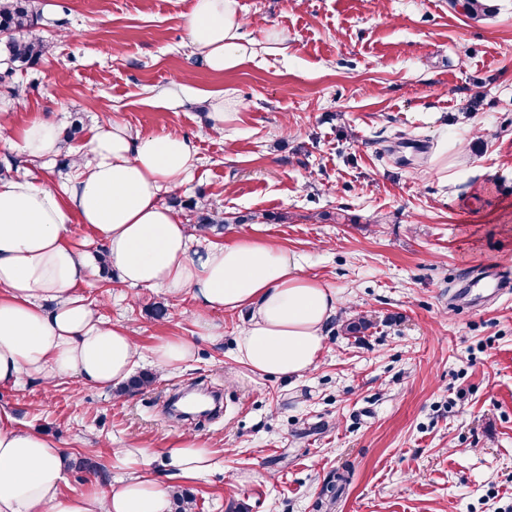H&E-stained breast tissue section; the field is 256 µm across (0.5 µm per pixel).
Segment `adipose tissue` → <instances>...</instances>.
Wrapping results in <instances>:
<instances>
[{"mask_svg":"<svg viewBox=\"0 0 512 512\" xmlns=\"http://www.w3.org/2000/svg\"><path fill=\"white\" fill-rule=\"evenodd\" d=\"M187 37L216 72L254 53L237 0H192ZM60 148L48 121L20 134L29 158ZM197 164L183 137L135 136L115 122L92 136L86 159L76 162L80 175L62 190L0 180V388L65 377L110 388L128 378L140 355L127 329L105 320L83 294L97 259L72 243L75 221L105 241L122 283L191 292L205 311L249 309L235 343L251 373L289 378L315 368L336 313L335 291L308 276L296 254L267 241L244 237L191 254L194 227L160 197ZM151 463L146 449H119L113 465L126 474L119 486L63 493L65 452L49 436L15 426L0 405V512H173L177 489L146 476ZM161 464L191 478L212 466L213 453L206 440L183 432Z\"/></svg>","mask_w":512,"mask_h":512,"instance_id":"ef3b65f1","label":"adipose tissue"}]
</instances>
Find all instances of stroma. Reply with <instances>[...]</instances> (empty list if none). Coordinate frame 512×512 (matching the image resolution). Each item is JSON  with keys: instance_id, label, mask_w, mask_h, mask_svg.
<instances>
[{"instance_id": "35a3bbf8", "label": "stroma", "mask_w": 512, "mask_h": 512, "mask_svg": "<svg viewBox=\"0 0 512 512\" xmlns=\"http://www.w3.org/2000/svg\"><path fill=\"white\" fill-rule=\"evenodd\" d=\"M191 2L34 0L53 48L13 72L0 50V168L56 189L112 121L185 137L200 163L162 202L193 224L206 201L225 226L204 243L273 242L335 291L318 364L251 373L235 356L243 313L98 271L85 295L139 346L134 371L170 339L195 357L131 395L34 379L0 405L60 443L66 493L116 483L114 452L146 448L192 512H512V290L460 293L482 269L512 277V0L474 19L455 0H238L255 53L222 73L188 41ZM219 93L235 118L217 135ZM39 119L81 132L29 159L19 136ZM159 302L170 318L151 317ZM185 429L215 465L174 480L160 461Z\"/></svg>"}]
</instances>
